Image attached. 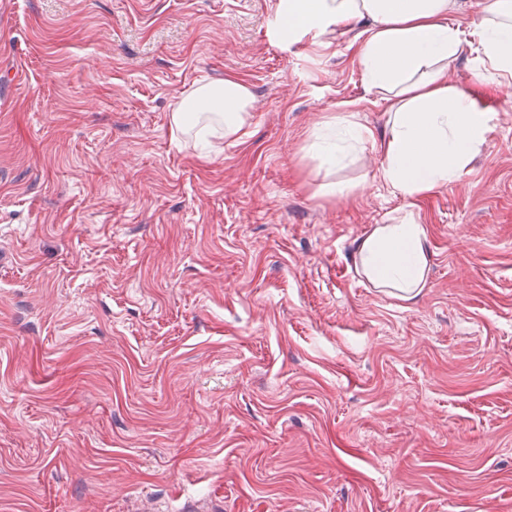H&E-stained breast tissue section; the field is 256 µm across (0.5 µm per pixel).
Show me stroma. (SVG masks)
Returning a JSON list of instances; mask_svg holds the SVG:
<instances>
[{
	"label": "stroma",
	"mask_w": 512,
	"mask_h": 512,
	"mask_svg": "<svg viewBox=\"0 0 512 512\" xmlns=\"http://www.w3.org/2000/svg\"><path fill=\"white\" fill-rule=\"evenodd\" d=\"M278 0H0V512H512V86L413 204L365 149L325 195L313 131L387 105L355 31L289 44ZM236 79L251 120L170 127ZM413 211L402 300L355 242Z\"/></svg>",
	"instance_id": "1"
}]
</instances>
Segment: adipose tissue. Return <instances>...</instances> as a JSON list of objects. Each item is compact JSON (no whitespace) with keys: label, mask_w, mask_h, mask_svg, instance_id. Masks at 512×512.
<instances>
[{"label":"adipose tissue","mask_w":512,"mask_h":512,"mask_svg":"<svg viewBox=\"0 0 512 512\" xmlns=\"http://www.w3.org/2000/svg\"><path fill=\"white\" fill-rule=\"evenodd\" d=\"M477 77L512 80V0H482ZM454 0H278L275 36L295 43L341 28H358V60L371 88L388 106V135L376 138L354 115L317 128L309 149L326 173L366 148L381 149L378 175L412 201L460 179L492 130L493 117L467 90L450 85L448 68L464 52L452 20ZM251 94L228 78L205 84L171 114L176 132L197 138L237 133L250 117ZM353 261L366 279L402 299L417 295L431 261L427 230L413 213L377 225L356 242Z\"/></svg>","instance_id":"1"}]
</instances>
